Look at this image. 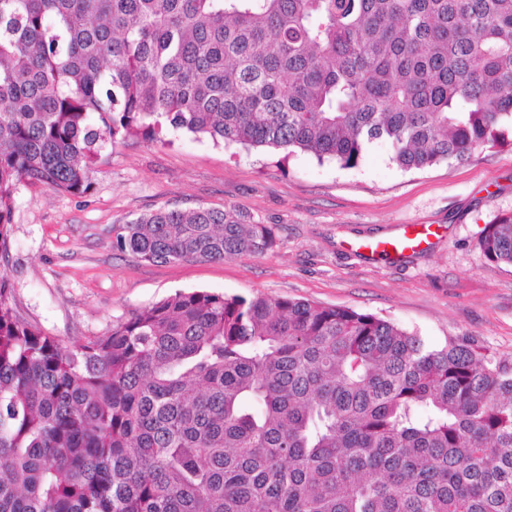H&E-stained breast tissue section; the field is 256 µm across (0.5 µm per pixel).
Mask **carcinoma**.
I'll use <instances>...</instances> for the list:
<instances>
[{
  "label": "carcinoma",
  "instance_id": "obj_1",
  "mask_svg": "<svg viewBox=\"0 0 512 512\" xmlns=\"http://www.w3.org/2000/svg\"><path fill=\"white\" fill-rule=\"evenodd\" d=\"M512 127V0H0V259L15 194L163 132L343 168ZM147 262L276 245L236 209L112 225ZM512 265V214L485 226ZM0 512H512V363L370 313L180 292L67 345L0 274Z\"/></svg>",
  "mask_w": 512,
  "mask_h": 512
}]
</instances>
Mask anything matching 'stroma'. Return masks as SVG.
Segmentation results:
<instances>
[{
    "instance_id": "obj_1",
    "label": "stroma",
    "mask_w": 512,
    "mask_h": 512,
    "mask_svg": "<svg viewBox=\"0 0 512 512\" xmlns=\"http://www.w3.org/2000/svg\"><path fill=\"white\" fill-rule=\"evenodd\" d=\"M237 207L276 227V246L221 262L150 263L119 250L113 225L167 208ZM512 213V132L467 161L405 171L370 145L347 169L313 155L224 147L207 138L118 139L88 193L20 185L9 256L13 306L62 343L106 334L130 310L179 291L297 298L374 314L444 346L466 338L512 361V266L477 241ZM431 224L433 243L403 261L371 260L350 242Z\"/></svg>"
}]
</instances>
